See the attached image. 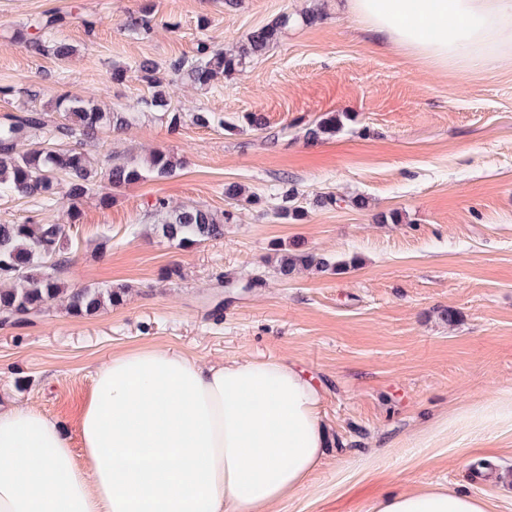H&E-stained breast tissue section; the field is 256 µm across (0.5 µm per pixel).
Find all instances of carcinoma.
I'll list each match as a JSON object with an SVG mask.
<instances>
[{"label":"carcinoma","instance_id":"cac0c4a2","mask_svg":"<svg viewBox=\"0 0 512 512\" xmlns=\"http://www.w3.org/2000/svg\"><path fill=\"white\" fill-rule=\"evenodd\" d=\"M149 15L144 9L132 13L126 18L125 26L147 36L151 32ZM289 20L288 14H281L276 21L248 31L232 49L217 48L205 41L198 43L195 56L178 57L170 62V84L175 88L186 84L204 89L218 76L242 70L278 41ZM60 22L61 18L54 14L33 17L17 31L15 43L65 61L75 53V47L56 38ZM131 71L157 88L150 96L141 98L140 109L158 111L168 127L178 128L185 121V113L175 108L172 97L159 89L161 81L156 76V64L142 60L135 63ZM50 107L61 117V122L53 127L34 106L7 116L0 124V196L40 198L50 207L55 197L61 195L71 201L70 218L74 223L79 217L77 203L97 187L98 171L82 150L83 141L97 137L104 130L123 131L132 124L135 113L106 111L69 92L57 94ZM341 124V117L332 114L313 122L307 135L314 140L328 138L341 129ZM176 168L174 157L155 151L141 163L112 165L106 174L107 186L118 189L149 175L168 177ZM283 201L286 202L281 207L284 218L299 221L304 217V210L296 204L295 193L285 192ZM152 207L153 214L162 216L155 229L181 244L224 237V225L234 217L229 211L219 217L201 207L172 209L163 198L156 199ZM64 238L62 226L49 221L0 224L1 324L26 320L56 301L62 302L66 311L76 316L123 302L129 292L125 285L70 289L61 284L58 274L62 265L69 261L65 256ZM311 269L326 272L336 266L317 253L301 249L284 250L277 266L278 274L284 278Z\"/></svg>","mask_w":512,"mask_h":512}]
</instances>
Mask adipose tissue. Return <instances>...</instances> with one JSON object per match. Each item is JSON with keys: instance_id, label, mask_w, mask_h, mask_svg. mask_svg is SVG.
Here are the masks:
<instances>
[{"instance_id": "adipose-tissue-1", "label": "adipose tissue", "mask_w": 512, "mask_h": 512, "mask_svg": "<svg viewBox=\"0 0 512 512\" xmlns=\"http://www.w3.org/2000/svg\"><path fill=\"white\" fill-rule=\"evenodd\" d=\"M410 57L438 67L512 60V0H346ZM323 390L278 360L227 363L149 346L93 378L80 448L35 407L0 410V512H267L305 490L327 448ZM372 512H488L440 485Z\"/></svg>"}]
</instances>
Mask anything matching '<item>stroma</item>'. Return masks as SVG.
Segmentation results:
<instances>
[{
    "instance_id": "stroma-1",
    "label": "stroma",
    "mask_w": 512,
    "mask_h": 512,
    "mask_svg": "<svg viewBox=\"0 0 512 512\" xmlns=\"http://www.w3.org/2000/svg\"><path fill=\"white\" fill-rule=\"evenodd\" d=\"M338 2L0 0V86L127 111L151 93L134 61H153L165 81L170 61L199 41L228 48L281 14L297 18L242 71L175 99L223 125L173 130L147 112L86 147L104 170L154 150L175 155L184 165L172 176L113 190L106 205L89 195L74 223L68 200L45 210L0 197V224H64L73 257L64 287L131 288L93 315L57 305L0 325V402L36 406L73 434L94 372L114 352L156 344L215 361L285 358L319 380L335 444L306 490L272 512H369L389 492L432 484L512 512V485L475 480L487 465L512 470V425L476 433L454 421L512 390V65L445 70L410 58ZM145 6L156 22L146 38L123 28ZM311 10L323 20L300 23ZM41 13L64 16L56 36L76 48L68 61L14 43ZM118 67L128 74L117 82ZM248 112L265 128L245 126ZM329 113L344 115L343 128L308 140V124ZM231 183L245 196H225ZM286 186L303 220L278 216ZM328 194L338 204L317 205ZM159 197L235 218L223 239L180 246L153 228L147 211ZM295 242L333 270L280 278L275 248ZM175 264L180 276L168 277ZM248 279L256 288L239 289Z\"/></svg>"
}]
</instances>
